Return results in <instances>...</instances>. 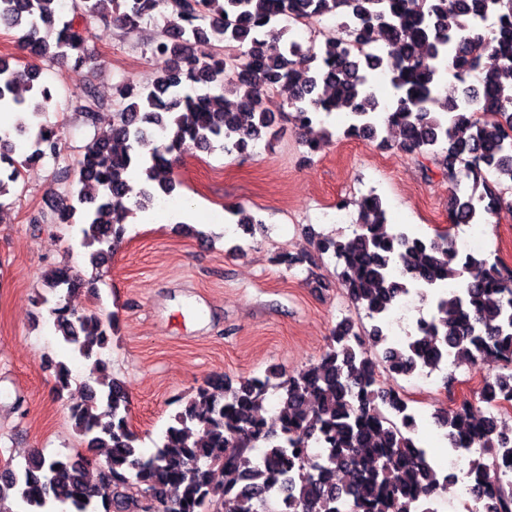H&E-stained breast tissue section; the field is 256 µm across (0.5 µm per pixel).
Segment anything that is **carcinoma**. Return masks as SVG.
<instances>
[{
    "label": "carcinoma",
    "instance_id": "carcinoma-1",
    "mask_svg": "<svg viewBox=\"0 0 512 512\" xmlns=\"http://www.w3.org/2000/svg\"><path fill=\"white\" fill-rule=\"evenodd\" d=\"M346 18L341 35L318 51L291 39L273 52L267 37L278 15ZM493 13L485 34L476 21ZM167 19L150 46L157 76L149 87L124 78L115 87L120 108L112 126L95 135L76 168L54 175L55 204L35 224H78L93 270L102 268L133 216L126 203L130 173L144 179L139 209L173 196L181 181L169 175L188 151L214 144L231 154L277 135L276 117L261 107L262 95L286 94L288 119L306 133L321 112L341 111L346 139H363L415 159L425 176L448 179L449 223L486 224L512 208V0H0V25L15 31L17 47L31 61L0 56V109L17 120L0 131V207L11 195L24 161L57 159L58 125L46 120L52 89L42 64L94 67L86 44L95 22L111 21L132 32L157 17ZM215 42L199 56L191 45ZM485 44L495 64L459 101L441 94L445 74L463 82L480 66L474 50ZM240 49L224 54L221 45ZM388 76L393 96L374 91ZM238 99L225 105V95ZM112 103L86 84L70 100L82 124L97 126ZM227 210L244 233L256 217L243 205ZM314 254L281 253L275 262L292 269L327 257L352 305L371 320L355 329L344 319L326 350L295 374L252 375L233 384L218 376L198 386L176 412L149 454L137 446L123 384L104 373L87 386V399L70 408L74 431L86 448H106L105 459L86 455L46 458L31 453L0 474V512H266L272 484L280 482L291 512H417L415 499L432 496L441 477L409 433L415 415L398 391L379 386L372 353L384 346L386 369L410 377L434 372L448 353L474 367L500 364L484 376L475 400L433 414L452 448L465 443L490 448V462L476 460L484 481L472 488L473 512H512V437L498 432L496 410L512 402V269L479 252L461 251L448 233L432 238L389 223L383 199H362L346 238L308 231ZM34 303L49 306L60 342L86 361L112 342L116 316L97 307L69 308L66 297L88 287L66 266L48 269ZM431 298L434 314L424 336L391 344L388 318L411 286ZM55 388L72 376L63 361L47 362ZM278 395L281 429L264 417L268 395ZM313 442L321 455L302 453ZM262 445L264 469L250 467ZM97 469L99 494L87 469Z\"/></svg>",
    "mask_w": 512,
    "mask_h": 512
}]
</instances>
